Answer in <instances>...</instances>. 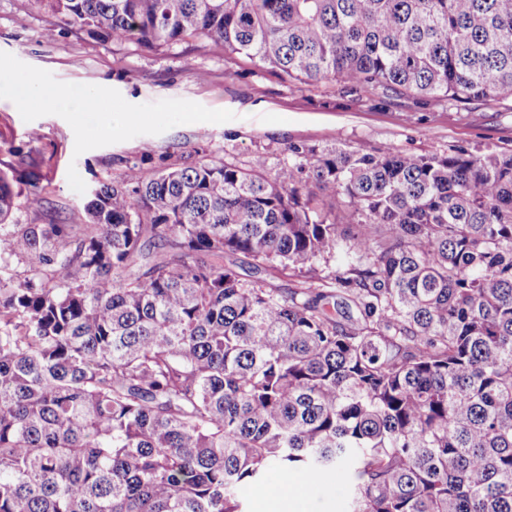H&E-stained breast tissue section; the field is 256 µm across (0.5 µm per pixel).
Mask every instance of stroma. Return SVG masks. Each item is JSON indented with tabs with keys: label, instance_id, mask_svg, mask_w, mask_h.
I'll return each instance as SVG.
<instances>
[{
	"label": "stroma",
	"instance_id": "stroma-1",
	"mask_svg": "<svg viewBox=\"0 0 512 512\" xmlns=\"http://www.w3.org/2000/svg\"><path fill=\"white\" fill-rule=\"evenodd\" d=\"M1 77L53 89L82 84L99 100L97 111L77 121L55 102L31 108L0 94V170L17 195L18 224L85 223L92 190L120 180L134 164L157 171L217 157L245 165L262 152L274 170L291 142L441 154L512 149V96L456 104L383 88L362 94L331 83H291L198 40L164 54L102 44L33 11L26 0H0ZM116 112L135 119L104 130V119ZM34 188L42 197L37 206L26 201ZM304 493L309 512H346L345 476L308 481Z\"/></svg>",
	"mask_w": 512,
	"mask_h": 512
}]
</instances>
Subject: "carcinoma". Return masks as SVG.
<instances>
[{"label":"carcinoma","instance_id":"cac0c4a2","mask_svg":"<svg viewBox=\"0 0 512 512\" xmlns=\"http://www.w3.org/2000/svg\"><path fill=\"white\" fill-rule=\"evenodd\" d=\"M28 5L290 82L512 95V0ZM283 154L134 164L87 224L10 223L0 170V512H243L272 467L346 470L350 512H512V151ZM216 261L226 265L234 264L237 266L238 271L242 274H251L252 272L251 260L247 259L246 257L240 254H224V256L216 258ZM251 275L253 277L251 279H267L272 281L279 288H284L285 290H287L288 288H297L301 286L299 279L295 277L276 275L275 279H270L267 273L264 272L263 270H259L257 271V273H253Z\"/></svg>","mask_w":512,"mask_h":512}]
</instances>
